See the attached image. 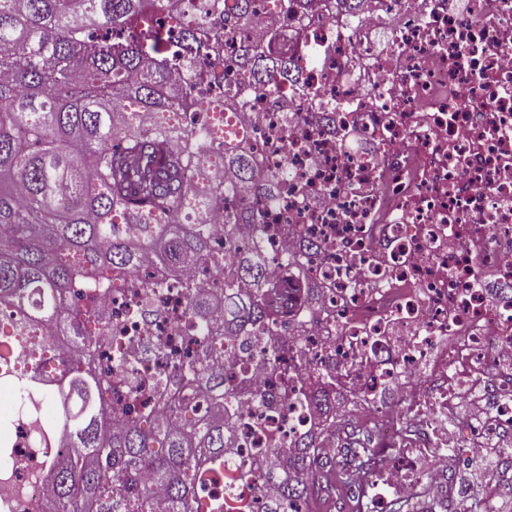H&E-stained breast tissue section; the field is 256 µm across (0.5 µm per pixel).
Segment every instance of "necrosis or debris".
I'll use <instances>...</instances> for the list:
<instances>
[{
    "instance_id": "obj_1",
    "label": "necrosis or debris",
    "mask_w": 512,
    "mask_h": 512,
    "mask_svg": "<svg viewBox=\"0 0 512 512\" xmlns=\"http://www.w3.org/2000/svg\"><path fill=\"white\" fill-rule=\"evenodd\" d=\"M296 19L285 33L328 111L292 93L244 107L254 152L281 163L286 184L265 217L290 235L267 237L264 255L274 265L300 245L325 247L307 266L322 286L314 309L292 307L281 341L328 371L351 369L347 396L403 443L377 488L433 491L459 437L450 409L482 392L467 426H512V0H368L351 18L305 0ZM109 310L142 343L143 373L156 367L149 348L184 349L171 321L134 315L125 291ZM248 354L225 346V375L247 368L254 390L276 398ZM403 399L410 434L392 412ZM258 417L236 431L241 461L269 436L324 424L282 402Z\"/></svg>"
}]
</instances>
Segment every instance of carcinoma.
Listing matches in <instances>:
<instances>
[{"mask_svg": "<svg viewBox=\"0 0 512 512\" xmlns=\"http://www.w3.org/2000/svg\"><path fill=\"white\" fill-rule=\"evenodd\" d=\"M173 11L183 55L158 13ZM267 44H234L224 76V41L256 23L255 0H0V389L15 397L0 431L26 425L31 447L53 448L42 475L52 484L49 512H154L149 487L166 493L169 512H226L234 489L250 485L253 468L276 488L264 512H294L355 486L356 512H371L365 488L382 469L375 432L329 410L342 377L311 372L313 391L293 370L307 355L284 352L278 319L300 295L292 269L308 263L309 243L278 267L262 259L261 239L278 230L253 206L278 201L281 170L247 147L235 123L244 97L292 90L320 101L302 79L301 58L281 45L288 0H267ZM190 74L184 82L175 68ZM201 101L198 123L177 106ZM198 165L203 176L186 173ZM232 204L228 245L239 227L255 231L251 249L212 246L213 213ZM156 257L165 280L144 283L134 269ZM189 267L211 272L221 286L183 288L182 332L191 344L144 383L131 364L103 369L94 349L112 329L106 303L124 288L137 310L163 311L162 289ZM261 340L262 361L285 402L335 420L318 433L278 438L256 465L236 459V428L262 405L246 370L226 378L224 343ZM63 367L59 378L47 367ZM148 387L161 407L124 418ZM56 408L48 419L44 408ZM226 485L216 493L211 486ZM21 492L0 475V500Z\"/></svg>", "mask_w": 512, "mask_h": 512, "instance_id": "1", "label": "carcinoma"}]
</instances>
